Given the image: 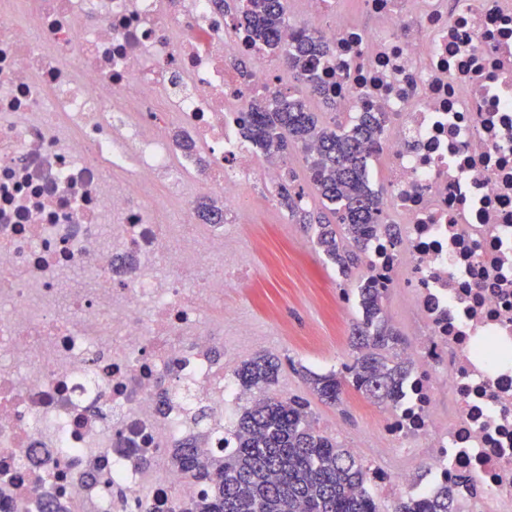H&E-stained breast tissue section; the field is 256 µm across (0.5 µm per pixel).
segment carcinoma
<instances>
[{
  "instance_id": "1",
  "label": "carcinoma",
  "mask_w": 512,
  "mask_h": 512,
  "mask_svg": "<svg viewBox=\"0 0 512 512\" xmlns=\"http://www.w3.org/2000/svg\"><path fill=\"white\" fill-rule=\"evenodd\" d=\"M214 6L246 26L251 41L282 60L295 84L269 95L256 93L241 125L243 141L269 161L283 159L288 151L302 150L306 180L321 198L324 210L313 213L305 205V192L287 174L278 184L279 204L314 228L315 243L344 277L359 267L366 240L383 233L400 239L399 227L388 222L383 192L366 176L364 144L381 133L377 120L364 113L360 122L344 125L332 116L319 120L309 111L307 98L319 97L326 108L336 101L319 82L317 71L329 51L320 31L302 24L294 27L292 41L282 32L293 27L283 0H213ZM197 212L203 223L224 220V212L201 200ZM360 319L353 324L352 347L358 356L341 371L317 373L301 368L302 377L322 403L341 402L352 386L376 404L395 403L409 371L397 347L401 334L389 324L383 301L386 293L362 278L357 285ZM282 361L273 355L245 360L234 375L238 384L258 392L224 432L232 439L212 446L210 435L197 434L169 452L171 464L199 488L198 496L176 504L178 512H381L374 497L360 494L368 468L348 448L336 444L314 424L310 402L300 396L271 393ZM454 491L444 487L418 500L400 496L392 512H454Z\"/></svg>"
}]
</instances>
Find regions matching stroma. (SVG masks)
<instances>
[{
    "label": "stroma",
    "instance_id": "stroma-1",
    "mask_svg": "<svg viewBox=\"0 0 512 512\" xmlns=\"http://www.w3.org/2000/svg\"><path fill=\"white\" fill-rule=\"evenodd\" d=\"M232 231L240 240L249 275L229 273L224 302L236 306L250 322V337L237 335L232 325L224 327V372L239 365V350L248 355L273 353L285 366L278 388L288 395L310 398L321 430L341 423L336 440L357 446L365 465L384 461L393 468L406 466V459L392 449L376 445L380 407L346 387L342 404L329 407L311 399L307 385L295 369L303 365L317 372L340 370L351 362L349 336L358 316L356 304L344 303L342 291H355L359 273L342 277L319 252L310 234L280 206H252Z\"/></svg>",
    "mask_w": 512,
    "mask_h": 512
}]
</instances>
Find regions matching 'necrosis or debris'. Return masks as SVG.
Returning <instances> with one entry per match:
<instances>
[{
  "instance_id": "obj_1",
  "label": "necrosis or debris",
  "mask_w": 512,
  "mask_h": 512,
  "mask_svg": "<svg viewBox=\"0 0 512 512\" xmlns=\"http://www.w3.org/2000/svg\"><path fill=\"white\" fill-rule=\"evenodd\" d=\"M326 25L338 111L377 113L399 243L367 246L377 288L413 295L410 373L377 439L421 470L368 484L457 512H512V0H362L375 31ZM211 0H0V512H172L195 492L167 464L190 411L249 397L210 351L234 318L229 225L177 234L199 199L246 210L259 178L240 136L274 89ZM181 124L196 152L175 157ZM103 467L109 482L92 480Z\"/></svg>"
}]
</instances>
